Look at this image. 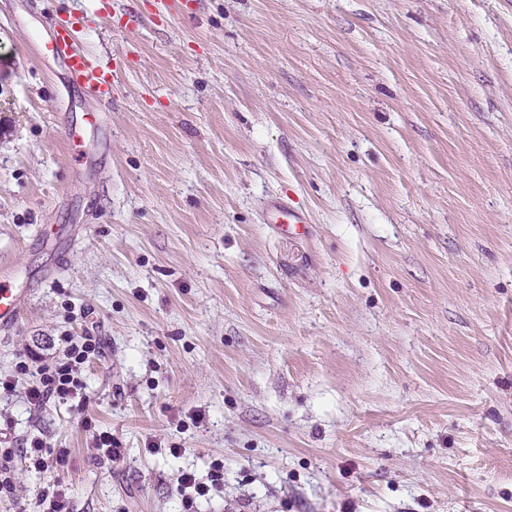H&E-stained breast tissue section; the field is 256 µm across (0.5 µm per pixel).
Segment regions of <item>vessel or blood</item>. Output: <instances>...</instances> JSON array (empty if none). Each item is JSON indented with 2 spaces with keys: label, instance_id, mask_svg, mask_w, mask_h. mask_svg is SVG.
<instances>
[{
  "label": "vessel or blood",
  "instance_id": "1",
  "mask_svg": "<svg viewBox=\"0 0 512 512\" xmlns=\"http://www.w3.org/2000/svg\"><path fill=\"white\" fill-rule=\"evenodd\" d=\"M47 23L52 34L43 45L44 51L65 63L74 83L86 86L98 97L110 95L116 68L109 61L96 66L92 65L87 55L76 48L79 19L73 17L65 20L51 17L48 18ZM25 296V290L16 286L10 274L0 275V330L18 321Z\"/></svg>",
  "mask_w": 512,
  "mask_h": 512
}]
</instances>
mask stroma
I'll return each instance as SVG.
<instances>
[{"label": "stroma", "mask_w": 512, "mask_h": 512, "mask_svg": "<svg viewBox=\"0 0 512 512\" xmlns=\"http://www.w3.org/2000/svg\"><path fill=\"white\" fill-rule=\"evenodd\" d=\"M106 2L0 0V266L33 290L0 376L103 344L83 400L0 392V442L67 449L72 512H184L217 464L195 512H512V0ZM53 15L120 59L110 105ZM41 482L15 458L0 512ZM79 20L78 17L67 20L49 17L47 23L52 34L43 44V50L66 64L74 83L86 86L98 97H107L112 91L117 63L109 59L102 64L92 66L87 55L75 47L76 35L80 31ZM93 449L97 452L102 453L107 459L115 461L121 458L124 454V448L121 442L112 437L111 431H99L97 430L93 434ZM176 490L182 497L185 508L190 509L196 499L207 498L211 488L197 479L194 473L182 471L176 478Z\"/></svg>", "instance_id": "1"}]
</instances>
